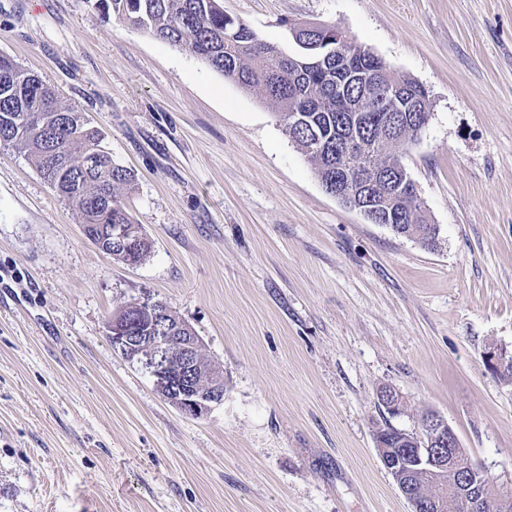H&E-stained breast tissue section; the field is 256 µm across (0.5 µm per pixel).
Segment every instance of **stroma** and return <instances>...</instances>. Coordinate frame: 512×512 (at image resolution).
<instances>
[{
  "instance_id": "35a3bbf8",
  "label": "stroma",
  "mask_w": 512,
  "mask_h": 512,
  "mask_svg": "<svg viewBox=\"0 0 512 512\" xmlns=\"http://www.w3.org/2000/svg\"><path fill=\"white\" fill-rule=\"evenodd\" d=\"M265 42L330 24L429 93L405 164L435 248L328 194L256 99L89 0H0V53L135 175L130 265L0 145V512H409L374 433L442 416L512 489V0H223ZM162 300L224 373L181 414L107 325ZM401 393L402 415L378 403Z\"/></svg>"
}]
</instances>
